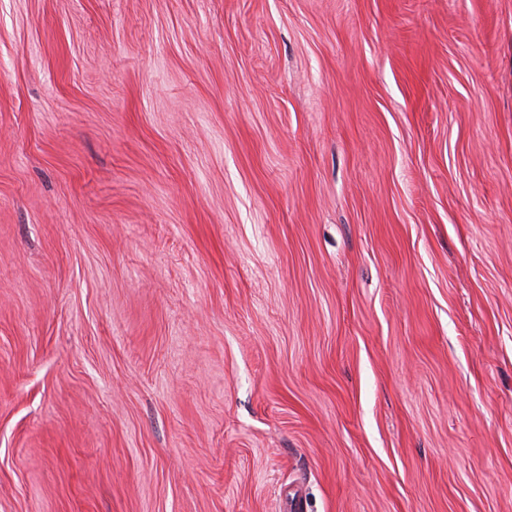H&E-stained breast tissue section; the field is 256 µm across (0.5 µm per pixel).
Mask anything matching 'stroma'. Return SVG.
<instances>
[{"label":"stroma","instance_id":"35a3bbf8","mask_svg":"<svg viewBox=\"0 0 512 512\" xmlns=\"http://www.w3.org/2000/svg\"><path fill=\"white\" fill-rule=\"evenodd\" d=\"M0 512H512V0H0Z\"/></svg>","mask_w":512,"mask_h":512}]
</instances>
